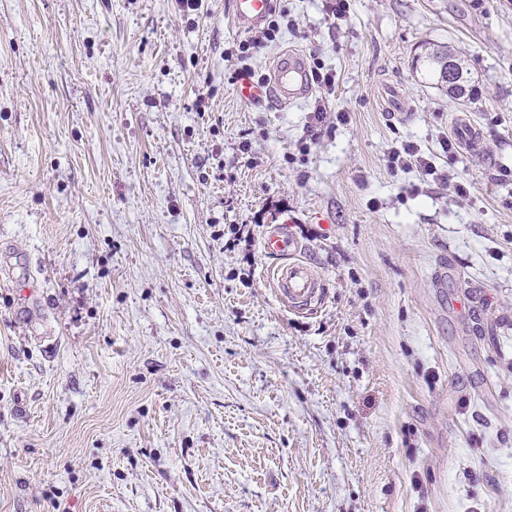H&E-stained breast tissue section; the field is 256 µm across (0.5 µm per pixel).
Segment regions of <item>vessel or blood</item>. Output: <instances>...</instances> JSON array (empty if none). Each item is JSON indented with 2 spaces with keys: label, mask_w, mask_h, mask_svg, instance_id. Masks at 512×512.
I'll return each mask as SVG.
<instances>
[{
  "label": "vessel or blood",
  "mask_w": 512,
  "mask_h": 512,
  "mask_svg": "<svg viewBox=\"0 0 512 512\" xmlns=\"http://www.w3.org/2000/svg\"><path fill=\"white\" fill-rule=\"evenodd\" d=\"M231 17L242 31L259 27L268 18L273 0H231ZM314 86L307 63L299 51H283L276 59L270 80L256 83L242 81L238 92L245 101L261 104L278 100L282 105L301 102L312 95ZM299 244L286 228L269 232L264 240L265 253L282 257L274 271L275 292L289 310L313 308L322 298V290L311 268L297 259Z\"/></svg>",
  "instance_id": "b4317fda"
}]
</instances>
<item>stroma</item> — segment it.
Here are the masks:
<instances>
[{
  "label": "stroma",
  "mask_w": 512,
  "mask_h": 512,
  "mask_svg": "<svg viewBox=\"0 0 512 512\" xmlns=\"http://www.w3.org/2000/svg\"><path fill=\"white\" fill-rule=\"evenodd\" d=\"M276 8L242 62L229 0H0V512H512V0ZM289 48L334 86L241 101ZM448 59L456 61L460 60L451 51L448 46L433 45L425 49L424 54L420 55L416 62H423L426 72L430 79L437 86L448 89V93L455 96L454 88L448 87V82H452V78L448 75ZM388 160L392 169L414 166L425 176H434L437 172L435 164L423 156L416 145L411 142L401 143L400 146L392 148ZM298 249L299 243L283 227L269 232L263 244L265 253L288 260L274 271L275 292L279 299L289 310H311L320 302L323 292L311 268L295 259Z\"/></svg>",
  "instance_id": "obj_1"
}]
</instances>
